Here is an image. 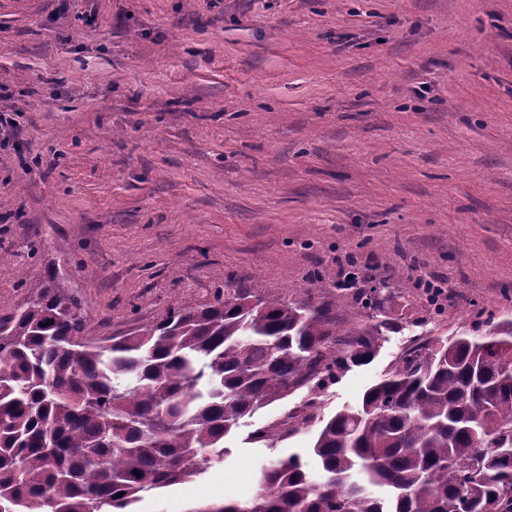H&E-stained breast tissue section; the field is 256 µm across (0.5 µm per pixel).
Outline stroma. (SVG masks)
<instances>
[{
  "label": "stroma",
  "instance_id": "obj_1",
  "mask_svg": "<svg viewBox=\"0 0 512 512\" xmlns=\"http://www.w3.org/2000/svg\"><path fill=\"white\" fill-rule=\"evenodd\" d=\"M0 111V316L51 267L96 338L224 288L318 299L359 269L399 288L402 322L319 393L325 418L419 336L512 318V0H0ZM307 398L136 512L250 498L315 430L250 432Z\"/></svg>",
  "mask_w": 512,
  "mask_h": 512
}]
</instances>
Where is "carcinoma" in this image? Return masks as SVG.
Segmentation results:
<instances>
[{"label":"carcinoma","instance_id":"obj_1","mask_svg":"<svg viewBox=\"0 0 512 512\" xmlns=\"http://www.w3.org/2000/svg\"><path fill=\"white\" fill-rule=\"evenodd\" d=\"M56 270L0 317V512H135L142 495L221 463L254 411L369 362L396 327L394 292L336 288L312 304L229 288L212 305L99 344ZM428 336L360 403L321 423L309 453L261 472L223 512H512V319ZM282 421L253 431L272 446Z\"/></svg>","mask_w":512,"mask_h":512}]
</instances>
